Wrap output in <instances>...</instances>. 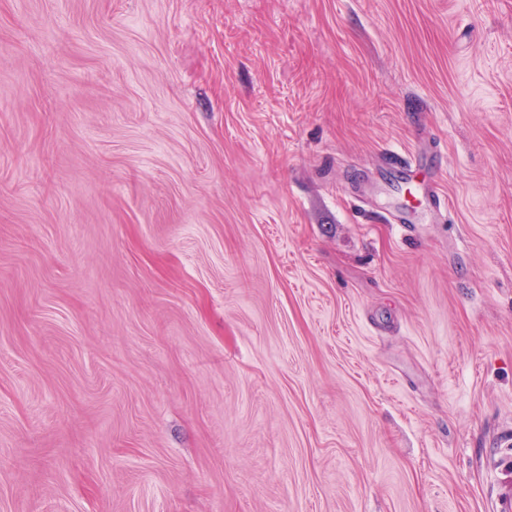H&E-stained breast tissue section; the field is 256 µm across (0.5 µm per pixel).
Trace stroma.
<instances>
[{
	"mask_svg": "<svg viewBox=\"0 0 512 512\" xmlns=\"http://www.w3.org/2000/svg\"><path fill=\"white\" fill-rule=\"evenodd\" d=\"M507 499L512 0H0V512Z\"/></svg>",
	"mask_w": 512,
	"mask_h": 512,
	"instance_id": "35a3bbf8",
	"label": "stroma"
}]
</instances>
